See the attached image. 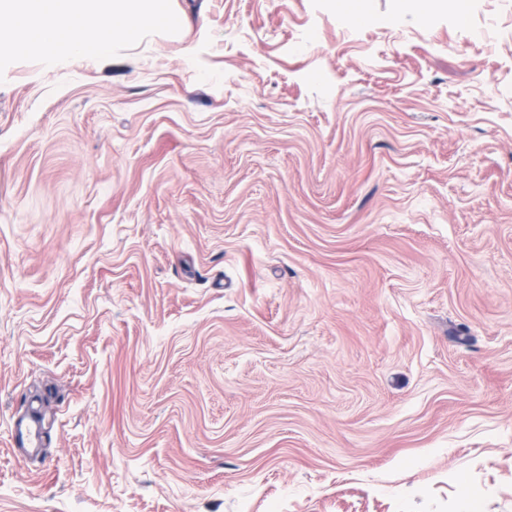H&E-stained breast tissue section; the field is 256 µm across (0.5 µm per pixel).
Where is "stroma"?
<instances>
[{"label":"stroma","instance_id":"obj_1","mask_svg":"<svg viewBox=\"0 0 512 512\" xmlns=\"http://www.w3.org/2000/svg\"><path fill=\"white\" fill-rule=\"evenodd\" d=\"M167 6L0 54V512H512V0Z\"/></svg>","mask_w":512,"mask_h":512}]
</instances>
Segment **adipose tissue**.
<instances>
[{
  "instance_id": "obj_1",
  "label": "adipose tissue",
  "mask_w": 512,
  "mask_h": 512,
  "mask_svg": "<svg viewBox=\"0 0 512 512\" xmlns=\"http://www.w3.org/2000/svg\"><path fill=\"white\" fill-rule=\"evenodd\" d=\"M4 16L12 24L0 27L1 52L42 46L103 55L117 42L179 24L166 0H0Z\"/></svg>"
}]
</instances>
